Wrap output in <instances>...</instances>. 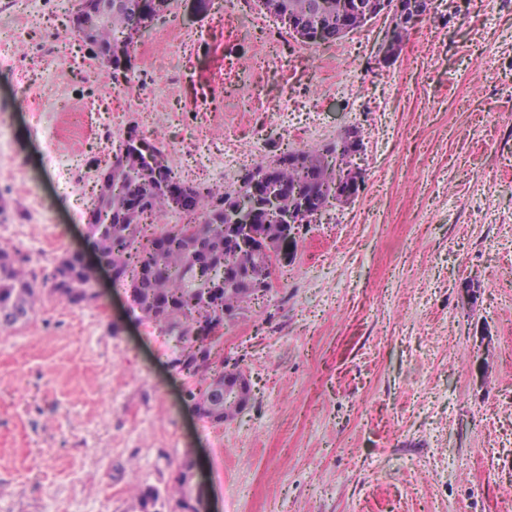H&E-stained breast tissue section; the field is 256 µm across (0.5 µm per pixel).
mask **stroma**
I'll list each match as a JSON object with an SVG mask.
<instances>
[{"instance_id":"35a3bbf8","label":"stroma","mask_w":512,"mask_h":512,"mask_svg":"<svg viewBox=\"0 0 512 512\" xmlns=\"http://www.w3.org/2000/svg\"><path fill=\"white\" fill-rule=\"evenodd\" d=\"M69 7L0 0V249L41 275L71 253L96 272L94 299L44 296L0 333V512H140L136 484L180 512L189 461L205 512H512V0H434L386 64L384 17L319 49L254 0H230L228 23L175 0L158 26L183 29L182 51L148 35L120 86L102 66L88 79ZM153 81L162 105L129 108ZM26 86L90 105L104 138L57 145L90 174L133 125L177 176L220 190L294 135L321 150L360 130L357 195L224 325L217 357L253 390L239 418L184 400L174 339L98 264Z\"/></svg>"}]
</instances>
